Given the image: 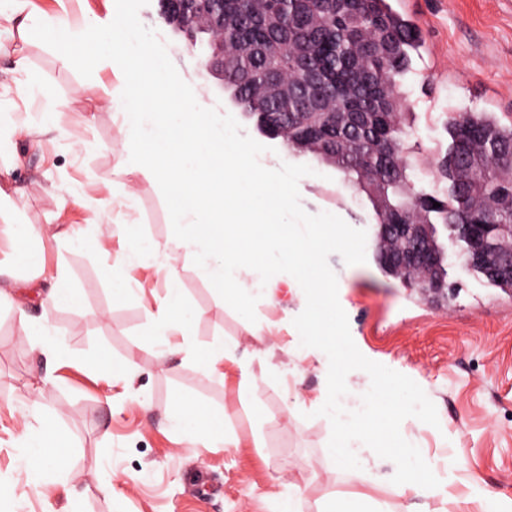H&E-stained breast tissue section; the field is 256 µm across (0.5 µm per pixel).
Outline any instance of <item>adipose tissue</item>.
<instances>
[{
    "label": "adipose tissue",
    "instance_id": "1",
    "mask_svg": "<svg viewBox=\"0 0 512 512\" xmlns=\"http://www.w3.org/2000/svg\"><path fill=\"white\" fill-rule=\"evenodd\" d=\"M16 32H35L56 43L63 63L82 60L95 72L109 74V81L86 85L85 91L112 112L125 142L118 173L162 190L171 224L212 267L225 304L244 310L251 300L269 298L277 289L299 291L306 314L293 331L296 342L341 367L329 341L337 283L322 257L334 245L347 247L353 257L359 252L357 239L342 232V214L295 217L296 178L268 165L262 152L226 122L194 110L191 93L123 7L78 19L68 7L55 15L37 14L30 0H0V35ZM174 262L159 244L132 233L106 272L120 296L131 291L123 276L129 264L153 267L164 279L169 297L156 316L162 336L188 333L198 317L197 309L180 298ZM244 272L251 276L246 288L240 282ZM320 401L337 428L330 452L352 481L376 479L359 461L357 450L365 447L392 460L388 483L398 498L446 495L457 462L430 458L400 431L407 413L431 424L420 395H405L398 386L375 380L355 405H343L334 388ZM46 437L43 431L27 432L18 440L16 467L27 483L53 481L61 470L62 456L47 449Z\"/></svg>",
    "mask_w": 512,
    "mask_h": 512
}]
</instances>
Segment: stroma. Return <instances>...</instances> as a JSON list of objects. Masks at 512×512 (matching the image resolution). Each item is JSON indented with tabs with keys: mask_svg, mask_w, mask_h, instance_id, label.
Here are the masks:
<instances>
[{
	"mask_svg": "<svg viewBox=\"0 0 512 512\" xmlns=\"http://www.w3.org/2000/svg\"><path fill=\"white\" fill-rule=\"evenodd\" d=\"M418 26L422 44L402 79L409 93L405 122L426 165L447 150L448 111L512 113V0H387ZM139 29L169 58L173 72L201 104L223 117L267 162L300 175L293 207L317 215L335 209L361 243L358 258L332 247L323 263L336 278L335 346L349 361L343 371L322 366L318 355L295 348L286 334L303 309L291 295L253 304L256 319L279 322L277 336H254L241 315L225 307L224 294L204 270L194 249L181 248L177 262L183 299L201 316L189 335L173 336L178 351L157 355L155 316L167 286L153 269L126 267L135 294L115 298L106 270L121 238L112 225L94 221V211L121 197L110 182L125 151L111 112L87 100L84 85L95 78L86 66H65L43 39L12 38L0 45V122L27 124L45 111L55 125L17 141L19 163L10 173L23 219L84 236L93 252L66 242H15L0 220V257L14 254L13 275L28 282L20 300L27 312L54 327L64 348L48 359L24 331L13 307H0V485L14 489L0 499V512H278L288 483H295L298 512H322L335 499L357 493L398 507L386 482L393 464L360 449L378 474V484L347 480L330 454L333 423L318 399L327 386L342 400L360 399L375 376L416 387L433 423L401 422L408 443L429 457H454L456 472L447 498L415 499L417 512H480L471 496L481 488L512 500V294L491 286L448 243L447 292L423 297L388 274L377 260L378 220L371 197L355 189L336 167L309 151H290L261 134L253 119L228 103L219 77L205 68L207 34L195 41L167 24L158 0H127ZM28 57L48 98H22L11 71L16 55ZM80 192L85 205L69 204ZM130 211L137 231L158 243L176 230L154 185L142 181ZM69 272L72 290L58 303L41 305L37 289L48 287L58 266ZM104 350L124 374L111 376L88 364ZM251 383L242 384V370ZM52 378L48 400L53 441L65 446L62 480L27 485L15 469L23 430H41L27 416L28 386ZM185 396L224 418L230 447L206 448L191 430L169 424L173 400Z\"/></svg>",
	"mask_w": 512,
	"mask_h": 512,
	"instance_id": "1",
	"label": "stroma"
}]
</instances>
